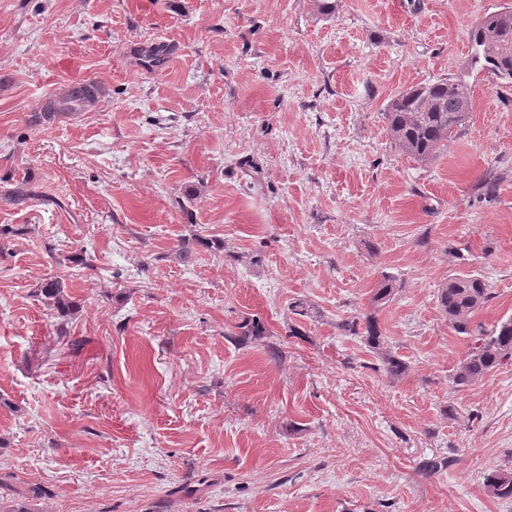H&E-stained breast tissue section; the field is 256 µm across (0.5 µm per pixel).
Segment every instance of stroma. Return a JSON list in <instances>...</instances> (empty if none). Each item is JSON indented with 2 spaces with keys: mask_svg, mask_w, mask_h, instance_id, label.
Instances as JSON below:
<instances>
[{
  "mask_svg": "<svg viewBox=\"0 0 512 512\" xmlns=\"http://www.w3.org/2000/svg\"><path fill=\"white\" fill-rule=\"evenodd\" d=\"M504 2L0 0V225L27 228L0 253V512H512L483 486L512 466V365L451 390L469 339L437 302L475 274L473 325L512 317V84L468 69ZM78 74L101 102L45 119ZM448 77L473 109L422 165L382 112ZM201 235L223 253L181 262ZM368 313L401 379L336 328ZM253 316L270 338L239 341ZM38 287V291L45 301L60 312L69 307L67 296L64 294L65 284L63 279L58 277L46 278Z\"/></svg>",
  "mask_w": 512,
  "mask_h": 512,
  "instance_id": "1",
  "label": "stroma"
}]
</instances>
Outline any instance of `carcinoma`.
<instances>
[{"instance_id":"carcinoma-1","label":"carcinoma","mask_w":512,"mask_h":512,"mask_svg":"<svg viewBox=\"0 0 512 512\" xmlns=\"http://www.w3.org/2000/svg\"><path fill=\"white\" fill-rule=\"evenodd\" d=\"M471 67L497 80L512 82V6L487 14L471 33ZM472 110L470 86L457 78H444L412 86L395 95L383 112L389 140L395 149L409 158L427 164L438 156L448 139L466 124ZM63 279L49 277L38 291L45 301L60 312L68 308ZM397 280L384 274L371 297L373 308L386 305L393 297ZM491 298L486 282L474 274L448 278L438 288V304L448 324L458 335L469 337L468 349L451 377V387L462 391L494 370L512 362V318L501 320L490 331L473 334V314ZM336 328L348 336H358L376 354L381 369L391 380H398L408 370L400 356L384 346L374 314L364 321L342 320ZM236 335L260 339L269 335L258 317L237 325ZM484 488L500 499L512 498V469L496 468L485 475Z\"/></svg>"}]
</instances>
